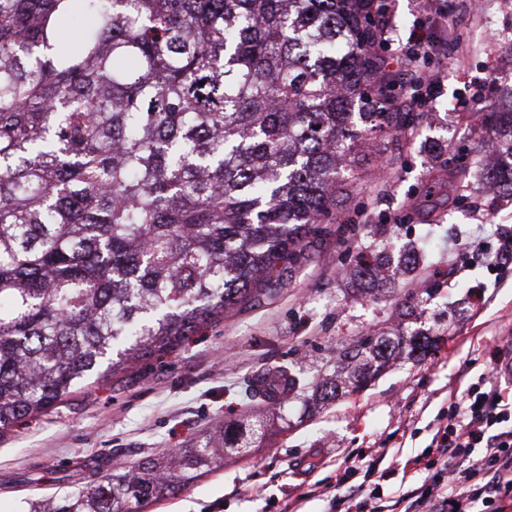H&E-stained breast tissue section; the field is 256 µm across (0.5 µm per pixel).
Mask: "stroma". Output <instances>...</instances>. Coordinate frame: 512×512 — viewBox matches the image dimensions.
<instances>
[{"mask_svg": "<svg viewBox=\"0 0 512 512\" xmlns=\"http://www.w3.org/2000/svg\"><path fill=\"white\" fill-rule=\"evenodd\" d=\"M469 36L432 68L443 93L410 138L379 132L360 153L350 195L323 217L304 260L277 263L254 296L173 353L135 362L45 415L0 436V512L64 495L60 475L110 454L126 469L148 456L191 447L223 425H262L245 451L144 512H355L373 462L384 504L413 495L423 473L408 459L436 446L438 418L512 348V267L469 261L475 233L512 230V197L484 179L497 138L488 116L512 87V0H446ZM461 97L473 110H454ZM389 257L384 282L358 280L360 252ZM435 339L424 355L391 359L365 387L336 351L363 336L398 331ZM286 367L336 381L335 401L308 392L291 402L249 398L253 378Z\"/></svg>", "mask_w": 512, "mask_h": 512, "instance_id": "obj_1", "label": "stroma"}]
</instances>
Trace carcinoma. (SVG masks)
<instances>
[{
    "label": "carcinoma",
    "instance_id": "1",
    "mask_svg": "<svg viewBox=\"0 0 512 512\" xmlns=\"http://www.w3.org/2000/svg\"><path fill=\"white\" fill-rule=\"evenodd\" d=\"M373 37L358 0H0V434L174 351L305 254L349 194L338 167L411 123L353 111L386 95ZM495 126L512 159V111ZM428 344L369 336L338 359ZM310 389L338 387H278ZM256 434L81 465L33 512H142Z\"/></svg>",
    "mask_w": 512,
    "mask_h": 512
}]
</instances>
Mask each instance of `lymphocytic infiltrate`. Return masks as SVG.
Wrapping results in <instances>:
<instances>
[{
  "instance_id": "f902f5d3",
  "label": "lymphocytic infiltrate",
  "mask_w": 512,
  "mask_h": 512,
  "mask_svg": "<svg viewBox=\"0 0 512 512\" xmlns=\"http://www.w3.org/2000/svg\"><path fill=\"white\" fill-rule=\"evenodd\" d=\"M443 41L419 22L402 50V88L420 93L421 106L436 95L430 63ZM512 366L494 357L492 370L470 384L441 418L437 454L409 512H507L512 501Z\"/></svg>"
}]
</instances>
